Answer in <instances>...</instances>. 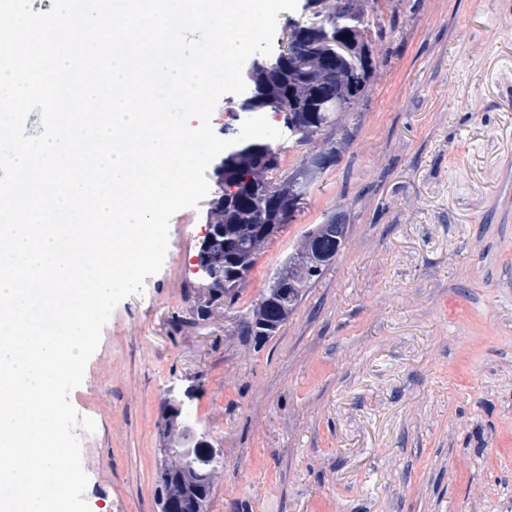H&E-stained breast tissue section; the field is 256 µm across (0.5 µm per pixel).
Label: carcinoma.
Here are the masks:
<instances>
[{
    "label": "carcinoma",
    "mask_w": 512,
    "mask_h": 512,
    "mask_svg": "<svg viewBox=\"0 0 512 512\" xmlns=\"http://www.w3.org/2000/svg\"><path fill=\"white\" fill-rule=\"evenodd\" d=\"M310 14L290 23L303 27L302 37L291 49L286 64L277 58L255 59L245 72L253 99L239 103L241 112H273L301 145L313 143L322 131L340 127L343 113L351 111L365 97L373 74L375 36L382 35L381 19L370 14L365 0H333V11L316 10L307 0ZM355 45L354 58L339 59L336 68H323L321 55L312 52L315 45L326 51L339 37ZM282 150L263 140L239 142L224 151L214 167L222 194L211 203L208 216H221L224 233L205 243L204 252L218 275L217 292L196 305V315L206 320L214 303L235 301L244 290V280L229 278L239 270L249 273L273 237L293 223L304 208L310 187L317 175L336 163V145L331 143L310 151L281 182L271 181L280 167ZM314 224L302 235L299 247L322 256L331 264L344 241V234L322 235ZM275 276L288 281V296L267 288L260 294L246 318L244 329L263 324L281 326L300 302L304 288L316 280L299 256L289 254ZM160 463L155 474L157 488L164 500L183 512L191 489L202 490L209 502L215 482L224 468L223 456L213 448L209 433L195 422L165 416L158 426Z\"/></svg>",
    "instance_id": "obj_1"
}]
</instances>
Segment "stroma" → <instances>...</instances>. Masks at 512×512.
Segmentation results:
<instances>
[{"label":"stroma","instance_id":"obj_1","mask_svg":"<svg viewBox=\"0 0 512 512\" xmlns=\"http://www.w3.org/2000/svg\"><path fill=\"white\" fill-rule=\"evenodd\" d=\"M361 111L235 302L196 317L198 208L71 394L90 512H158L186 400L224 454L209 512H512V0H380ZM345 242L279 330L243 321L310 225Z\"/></svg>","mask_w":512,"mask_h":512}]
</instances>
